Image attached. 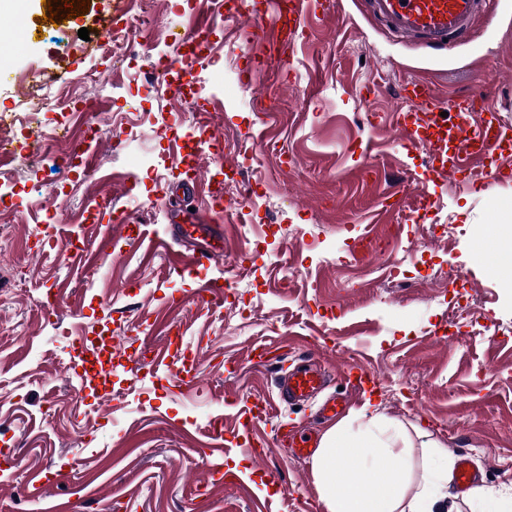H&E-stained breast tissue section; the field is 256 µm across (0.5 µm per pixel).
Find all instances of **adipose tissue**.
I'll use <instances>...</instances> for the list:
<instances>
[{"label":"adipose tissue","instance_id":"obj_1","mask_svg":"<svg viewBox=\"0 0 512 512\" xmlns=\"http://www.w3.org/2000/svg\"><path fill=\"white\" fill-rule=\"evenodd\" d=\"M371 401L331 425L311 457L314 486L325 512H512V493L473 489L450 501L454 457L442 445L421 441L419 467L397 466L409 456L405 429L369 415Z\"/></svg>","mask_w":512,"mask_h":512}]
</instances>
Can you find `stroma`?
Wrapping results in <instances>:
<instances>
[{"mask_svg": "<svg viewBox=\"0 0 512 512\" xmlns=\"http://www.w3.org/2000/svg\"><path fill=\"white\" fill-rule=\"evenodd\" d=\"M87 13L53 24L43 0H26L41 38L21 42L0 60V114L17 111L32 81L50 85L46 121L69 127L55 147L59 170L17 156L0 159V186L14 193L0 206V245L20 267L0 270V448L21 451V471L0 480V512H43L70 501L81 512H324L310 463L291 457L279 434L293 425L319 443L334 424L332 398L359 409L372 398L385 417L419 427L453 454H466L479 485L512 490V290L508 269H494L497 225L512 226V151L489 155L464 186L431 171L418 148L397 143L390 122L394 91L426 76L443 98L475 91L512 122V0H490L466 43L437 52L390 33L367 0H334L309 17L288 53L243 42L245 0H90ZM212 16L209 45L186 66L184 33L201 12ZM135 22L136 56L92 52L108 30ZM87 28L88 39L78 31ZM170 75L189 70L190 84L155 79L159 54ZM258 67L254 81L236 71ZM372 89L359 100L358 89ZM272 97L276 111L252 110ZM224 140L249 138L242 155L200 147L199 111ZM287 143L270 155L255 133ZM240 172L254 193L243 220L205 211L204 199L172 190L198 177L222 183ZM406 181L410 197L427 193L423 223L385 213V193ZM109 197L150 229L179 209L205 211L224 232L210 274L231 284L220 308L200 305L197 279L170 272L163 256H144L121 238L111 213L90 200ZM64 227L53 248H27L44 214ZM108 224L119 241L110 265L81 274L71 239ZM175 322L198 352L197 387L184 396L129 357L162 346L153 322ZM112 336L116 365L109 382L87 383L69 371L78 357L70 335ZM266 345L276 363L249 361ZM315 358L332 376L300 406L280 404L259 427L266 455L228 446L205 460L210 418L247 435L246 399L274 398L281 369ZM354 363L379 380L372 395L336 377ZM239 458L234 485L208 482L210 465ZM63 474L35 489L38 474ZM266 482L271 495L255 485Z\"/></svg>", "mask_w": 512, "mask_h": 512, "instance_id": "1", "label": "stroma"}]
</instances>
